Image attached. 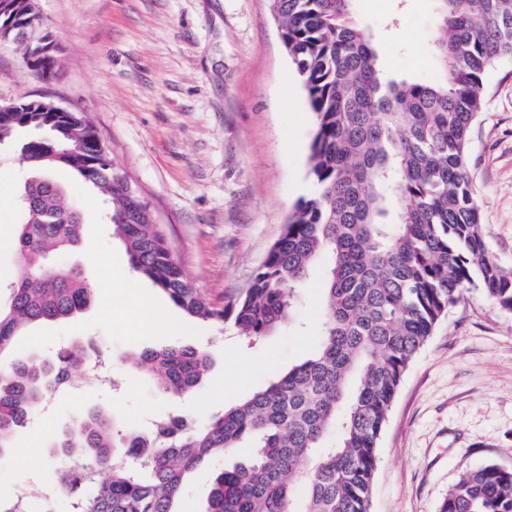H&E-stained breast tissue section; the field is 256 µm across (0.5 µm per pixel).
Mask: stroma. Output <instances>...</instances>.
Segmentation results:
<instances>
[{"mask_svg": "<svg viewBox=\"0 0 512 512\" xmlns=\"http://www.w3.org/2000/svg\"><path fill=\"white\" fill-rule=\"evenodd\" d=\"M61 45L57 77L40 80L19 50L0 45V100L47 96L87 112L114 165L162 224L190 284L216 307L248 287L293 207L308 196L314 115L285 50L270 0H36ZM355 17L380 44L390 74L436 82L428 33L432 0H355ZM484 234L512 267V62L488 74L469 148ZM65 200L82 212L85 236L67 264L105 283L71 320L30 326L12 357H52L59 342L101 344L19 430L0 456V497L20 484L57 480L51 444L79 415L108 409L140 433L169 413L203 424L308 358L316 349L327 259L304 283L293 321L251 347L232 327L189 316L149 281L153 307L129 297L122 244L99 226L107 199L64 176ZM16 209L0 212V301L16 266ZM163 329L143 326L147 313ZM205 348L211 367L188 397L160 393L131 363L143 350ZM512 469V312L480 293L449 306L407 370L379 443L371 512H438L465 472ZM220 460L188 473L182 512H202Z\"/></svg>", "mask_w": 512, "mask_h": 512, "instance_id": "obj_1", "label": "stroma"}]
</instances>
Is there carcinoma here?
Returning a JSON list of instances; mask_svg holds the SVG:
<instances>
[{"label":"carcinoma","instance_id":"obj_1","mask_svg":"<svg viewBox=\"0 0 512 512\" xmlns=\"http://www.w3.org/2000/svg\"><path fill=\"white\" fill-rule=\"evenodd\" d=\"M23 2L28 33L50 47L36 0ZM353 2L271 0L314 114V190L296 203L248 288L222 309L185 279L163 227L136 221L147 204L129 202L92 125L44 107L0 113V146H17L31 179L12 196L21 209L19 260L0 308V355L22 327L69 319L94 300L91 269L58 266L83 219L64 202L56 169L111 201L109 227L136 276L193 317L231 322L251 345L293 317L313 264L329 260L310 357L203 425L172 415L142 435L123 432L111 413L78 418L52 443L65 457L54 493L0 498V512H181L186 472L241 448L250 459L216 475L204 512H370L380 437L439 319L473 290L512 312V267L484 238L468 166L488 72L512 61V0H434L432 54L444 75L435 83L389 77ZM22 130L47 135L20 143ZM26 194L30 206L20 204ZM82 362L81 348L67 345L51 360L0 365V456ZM209 366L205 350L183 346L145 350L133 363L173 397L192 392ZM439 512H512V470L487 464L465 473Z\"/></svg>","mask_w":512,"mask_h":512}]
</instances>
